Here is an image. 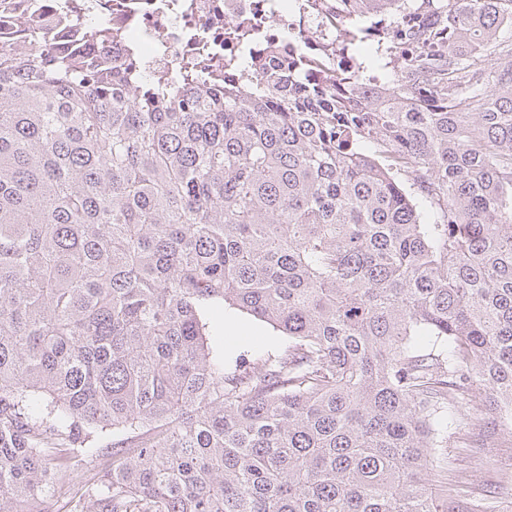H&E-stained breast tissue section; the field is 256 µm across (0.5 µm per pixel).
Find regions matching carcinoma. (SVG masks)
<instances>
[{
	"label": "carcinoma",
	"mask_w": 512,
	"mask_h": 512,
	"mask_svg": "<svg viewBox=\"0 0 512 512\" xmlns=\"http://www.w3.org/2000/svg\"><path fill=\"white\" fill-rule=\"evenodd\" d=\"M335 2L316 79L0 45V512H480L422 471L464 394L512 426V0ZM224 305L285 341L227 359Z\"/></svg>",
	"instance_id": "obj_1"
}]
</instances>
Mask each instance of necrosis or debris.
I'll list each match as a JSON object with an SVG mask.
<instances>
[{
    "label": "necrosis or debris",
    "mask_w": 512,
    "mask_h": 512,
    "mask_svg": "<svg viewBox=\"0 0 512 512\" xmlns=\"http://www.w3.org/2000/svg\"><path fill=\"white\" fill-rule=\"evenodd\" d=\"M76 6L85 22H103L123 34L150 75L174 74L203 57L223 62L225 54L240 50L234 34L239 23L250 26L279 62L296 51L283 31L298 32L314 53L331 44L339 28L335 12L312 15L308 0H50L41 35L63 37V17Z\"/></svg>",
    "instance_id": "obj_1"
}]
</instances>
